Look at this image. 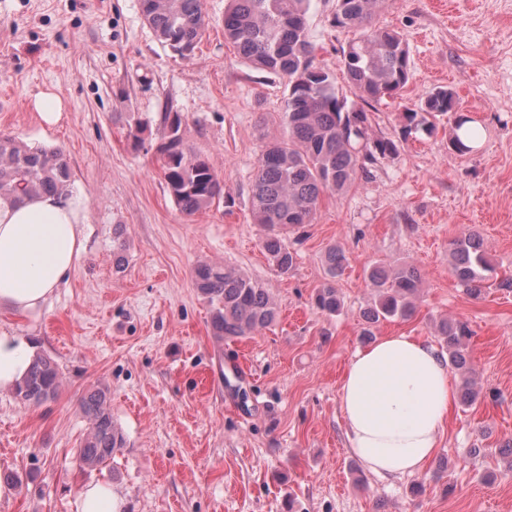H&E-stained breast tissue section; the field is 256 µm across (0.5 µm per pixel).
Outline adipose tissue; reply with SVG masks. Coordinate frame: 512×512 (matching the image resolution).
<instances>
[{
    "instance_id": "ef3b65f1",
    "label": "adipose tissue",
    "mask_w": 512,
    "mask_h": 512,
    "mask_svg": "<svg viewBox=\"0 0 512 512\" xmlns=\"http://www.w3.org/2000/svg\"><path fill=\"white\" fill-rule=\"evenodd\" d=\"M87 207L68 193L0 204V313L38 318L87 247ZM30 340L0 331V390L22 379ZM448 361L428 341L404 333L357 349L339 388L347 446L383 479L423 472L456 403Z\"/></svg>"
}]
</instances>
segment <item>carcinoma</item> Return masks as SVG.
<instances>
[{"mask_svg":"<svg viewBox=\"0 0 512 512\" xmlns=\"http://www.w3.org/2000/svg\"><path fill=\"white\" fill-rule=\"evenodd\" d=\"M313 0H230L224 13V39L256 69L286 79L282 107V132L262 153L251 189L255 223L267 234L262 247L282 274L294 266L296 255L284 232L310 224L321 196L327 191L346 192L369 167L395 154L396 143L371 133L367 107L381 98H395L409 80V50L401 34L374 25L387 0H336L331 27L361 32L340 51L352 97L336 91L331 70L315 61V47L307 34ZM142 13L156 40L182 56L191 55L205 30L202 0H141ZM455 112V129L471 122L458 114L453 91L439 88L429 93L419 109L403 113L404 131L432 130V118ZM167 133L158 146L161 170L170 195L180 211L191 216L220 198L221 181L208 157L183 144L182 120L164 116ZM72 172L65 153L26 144L0 133V202L14 204L37 193H60L71 184ZM448 254L458 284L467 294L480 297L487 273L493 271L481 234L468 228L449 242ZM329 280L312 297L316 311L335 316L343 300L333 280L347 258L340 248L325 252ZM373 294L363 311L360 336L370 342L383 321L408 318L420 300L421 274L413 264L373 266L367 272ZM194 285L211 307L210 326L218 340L251 336L277 318L268 291L249 277L220 263H200ZM441 348L448 365L461 376L460 401L473 405L480 396L467 348L472 332L467 323L443 319L438 325ZM62 380L57 363L39 354L24 378L12 390L24 405L40 406L57 399ZM88 428L76 449L79 467L93 472L107 465L124 447L125 437L112 417L108 387L94 385L79 399Z\"/></svg>","mask_w":512,"mask_h":512,"instance_id":"cac0c4a2","label":"carcinoma"}]
</instances>
